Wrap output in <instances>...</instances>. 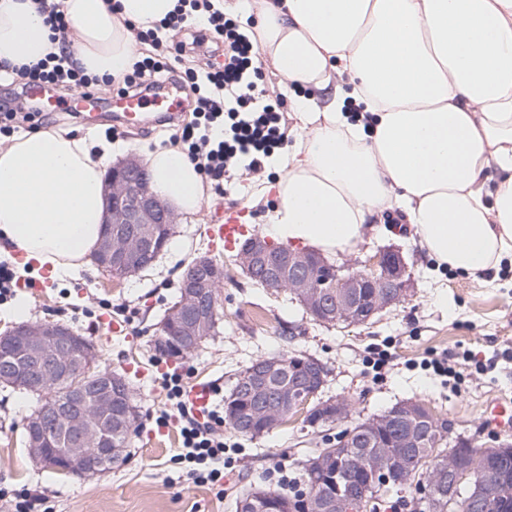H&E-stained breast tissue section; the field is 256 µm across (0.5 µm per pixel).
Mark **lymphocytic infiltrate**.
<instances>
[{
    "instance_id": "obj_1",
    "label": "lymphocytic infiltrate",
    "mask_w": 512,
    "mask_h": 512,
    "mask_svg": "<svg viewBox=\"0 0 512 512\" xmlns=\"http://www.w3.org/2000/svg\"><path fill=\"white\" fill-rule=\"evenodd\" d=\"M42 10L58 41L60 53H48L44 59L21 67L0 60V82H19L26 87L34 83L64 90H87L97 85V78L86 74L73 60L68 47L70 23L60 0H43ZM203 24L213 38L224 42V60L203 67L182 65L180 46L169 43L167 32L180 31ZM140 43L150 45L125 74L119 94H145L154 90L161 79L179 74L194 91L197 121L181 129L176 138L186 147L187 155L198 161L214 185H223L232 170L245 168L258 172L265 168L287 139L283 124V103L267 98L259 87L262 77L260 51L240 32L237 22L215 9L212 0H179L170 17L153 28L137 30ZM172 409L181 418L182 448L177 463L187 465L196 484H215L224 478L223 437L216 435L224 419L212 414L198 421L183 398L180 378L165 384Z\"/></svg>"
}]
</instances>
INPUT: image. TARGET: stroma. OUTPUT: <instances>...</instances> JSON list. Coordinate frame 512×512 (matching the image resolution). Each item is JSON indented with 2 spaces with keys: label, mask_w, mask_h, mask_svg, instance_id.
Masks as SVG:
<instances>
[{
  "label": "stroma",
  "mask_w": 512,
  "mask_h": 512,
  "mask_svg": "<svg viewBox=\"0 0 512 512\" xmlns=\"http://www.w3.org/2000/svg\"><path fill=\"white\" fill-rule=\"evenodd\" d=\"M33 126L90 134L99 149L124 142L123 151L112 154L116 160L166 147L172 134L165 127L142 129L121 122L106 131L57 112L40 113ZM276 178L270 167L257 173L240 169L228 192L208 189L201 211L178 217L167 248L132 276L119 280L92 265L56 279L48 295L18 291L11 299L0 300V333L21 322L62 320L93 340L100 365L120 373L130 363L154 367L161 361L154 348L159 322L179 298L184 268L208 254V225L233 208L242 210L251 231H258L264 209L246 207L245 202ZM389 247L402 250L412 286L398 305L366 324L350 326L315 322L292 295H272L254 285L238 266L235 252L224 253L215 333L186 358L173 362L171 373L180 375L187 386L209 384L213 407L219 410L232 381L253 361L284 352L311 355L329 368L326 395L347 399L354 414L369 417L396 402L420 400L447 422L452 436L480 444L512 441V432L483 425L490 400L512 401V264L483 275L437 267L409 225L386 212L376 216L356 251L338 254L337 259L361 265ZM105 312L126 322V336H102L99 316ZM376 348L390 354L388 364L378 371L368 364ZM443 356L466 357L459 378L446 382L428 368V361ZM163 382L159 374L131 379L139 421L124 459L110 470L83 477L64 476L30 460L25 418L41 399L0 385V492L29 490L43 497L45 512H236L240 492L275 486L284 474L300 483L297 459L323 445L321 434L304 424L300 412L256 439L228 429L226 477L215 485L194 484L174 461L181 446L178 429H171L162 442L151 439L169 407Z\"/></svg>",
  "instance_id": "obj_1"
}]
</instances>
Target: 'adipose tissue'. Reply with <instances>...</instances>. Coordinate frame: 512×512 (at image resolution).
<instances>
[{"label": "adipose tissue", "instance_id": "obj_1", "mask_svg": "<svg viewBox=\"0 0 512 512\" xmlns=\"http://www.w3.org/2000/svg\"><path fill=\"white\" fill-rule=\"evenodd\" d=\"M39 0H0V59L53 51ZM177 0H63L85 72L121 78ZM257 5L262 57L311 93L293 103L295 143L273 158L278 243L350 253L374 214L402 210L439 266L466 273L512 258V0H230ZM111 149L62 130L0 148V240L59 278L103 232ZM153 192L184 216L206 188L179 148L146 152Z\"/></svg>", "mask_w": 512, "mask_h": 512}]
</instances>
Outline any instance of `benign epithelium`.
<instances>
[{
	"instance_id": "7a95c632",
	"label": "benign epithelium",
	"mask_w": 512,
	"mask_h": 512,
	"mask_svg": "<svg viewBox=\"0 0 512 512\" xmlns=\"http://www.w3.org/2000/svg\"><path fill=\"white\" fill-rule=\"evenodd\" d=\"M103 195L105 230L95 262L113 276L123 278L152 263L164 245L158 238V228L176 223V215L151 190L147 170L135 155L110 170L103 181ZM238 262L249 272L262 268V281L268 292L280 293L285 289L292 292L308 314L327 324L365 322L358 311V289H373L370 314L374 315L400 303L410 279L407 264L395 252H384L368 268L359 270L347 263L332 266L320 253L307 248L275 249L259 235L242 248ZM223 281V267L207 256L195 259L184 270L179 303L171 312L181 351L194 350L212 332L216 311L208 304V293ZM96 358L95 350L61 321L20 323L0 336L1 384L45 393L72 383L64 400L35 412L26 420L28 454L45 468L64 469L76 475L96 473L121 452L112 434L131 430L136 425L137 416L124 377L109 370L95 378L93 387L86 384L85 376ZM283 366L285 362L281 360L264 358L253 362L248 373L239 378V388L256 395V404L247 418L225 408L228 418L239 428L246 430L259 420L276 422L283 408L300 404L306 394L317 395L326 384V364L308 356L300 364L288 365V386L272 395L265 385L274 371ZM91 398L100 407V413L87 410ZM423 407L420 401H403L386 410L384 416L366 423L364 430L370 434L376 433L380 426H391L397 432L396 445L401 451L388 460L368 452L357 454L354 467L359 477L369 482L380 480L386 485L393 479L398 484L411 482L413 472L407 464L408 449L418 447L424 435L436 442L446 439V431L422 415ZM319 409L341 427L338 435L341 445L354 447L353 433L345 427L352 420L350 407L332 397L321 400ZM57 425L63 431L65 447L48 448L46 440ZM465 443L471 448L479 447L481 465H467L453 451H448V467L440 482L424 479L418 484L424 500L436 504L441 483L448 486L450 502L470 485L483 489V496L469 497L476 512L482 510L486 499L512 497V480L504 470L489 466L492 460L501 462L512 458V445L504 442L478 446L468 439ZM328 487L322 495L307 498L306 512H357L363 506L364 498L350 487L341 489L337 478L328 480ZM261 509L281 512L280 506L269 501L265 507H259L252 497L238 503V512Z\"/></svg>"
}]
</instances>
